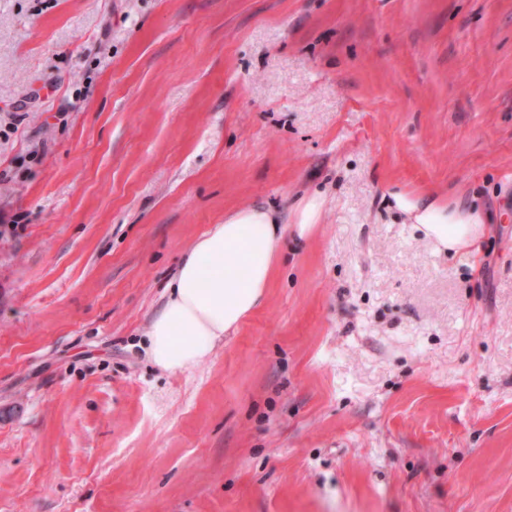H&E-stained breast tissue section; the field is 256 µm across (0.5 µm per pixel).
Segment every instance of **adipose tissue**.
Returning <instances> with one entry per match:
<instances>
[{"mask_svg": "<svg viewBox=\"0 0 512 512\" xmlns=\"http://www.w3.org/2000/svg\"><path fill=\"white\" fill-rule=\"evenodd\" d=\"M393 200L440 250L460 253L488 233L473 208L451 209L425 193H397ZM284 229L273 210L254 206L226 213L223 223L194 241L150 324L146 353L155 366L171 373L193 370L263 304Z\"/></svg>", "mask_w": 512, "mask_h": 512, "instance_id": "ef3b65f1", "label": "adipose tissue"}]
</instances>
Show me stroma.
<instances>
[{
  "label": "stroma",
  "mask_w": 512,
  "mask_h": 512,
  "mask_svg": "<svg viewBox=\"0 0 512 512\" xmlns=\"http://www.w3.org/2000/svg\"><path fill=\"white\" fill-rule=\"evenodd\" d=\"M477 205L451 259L392 193ZM186 373L193 241L293 223ZM0 512H512V0H0ZM321 210V202L318 198H312L299 207L298 224L296 231L300 237H305L313 224L316 223Z\"/></svg>",
  "instance_id": "35a3bbf8"
}]
</instances>
